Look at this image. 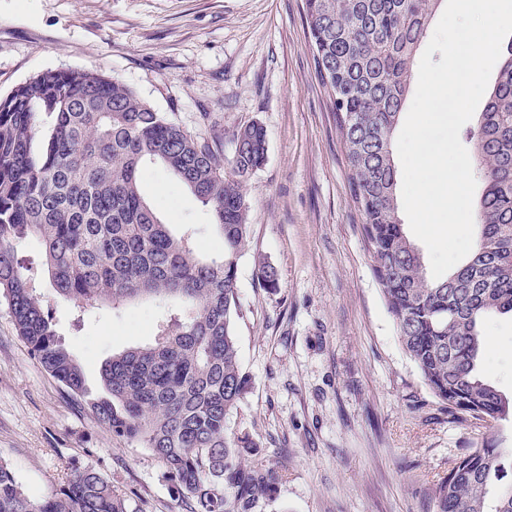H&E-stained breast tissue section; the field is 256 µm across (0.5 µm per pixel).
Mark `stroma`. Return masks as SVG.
I'll list each match as a JSON object with an SVG mask.
<instances>
[{
	"instance_id": "obj_1",
	"label": "stroma",
	"mask_w": 512,
	"mask_h": 512,
	"mask_svg": "<svg viewBox=\"0 0 512 512\" xmlns=\"http://www.w3.org/2000/svg\"><path fill=\"white\" fill-rule=\"evenodd\" d=\"M47 69L118 80L195 137L218 144L260 123L265 164L246 181L249 234L237 261L245 391L228 427L278 474L265 512H435L462 450L512 449V420L452 417L403 349L376 280L303 0H0V95ZM142 190L197 250L223 249L199 200L160 166ZM92 392L112 354L149 342L152 303L120 311L59 297L39 242L16 245ZM276 287H263L260 264ZM484 377L512 397V316L483 326ZM0 463L30 496L92 469L128 512H185L159 460L116 437L46 372L0 295Z\"/></svg>"
}]
</instances>
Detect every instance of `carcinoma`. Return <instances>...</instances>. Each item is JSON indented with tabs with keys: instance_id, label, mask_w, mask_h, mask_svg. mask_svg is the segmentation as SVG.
<instances>
[{
	"instance_id": "carcinoma-1",
	"label": "carcinoma",
	"mask_w": 512,
	"mask_h": 512,
	"mask_svg": "<svg viewBox=\"0 0 512 512\" xmlns=\"http://www.w3.org/2000/svg\"><path fill=\"white\" fill-rule=\"evenodd\" d=\"M440 0H304L320 78L343 138L354 203L400 342L431 393L453 412L498 422L512 400L484 378V322L512 313V44L472 134L483 184L471 258L426 278L399 216L391 149L411 90L414 59ZM52 118L44 128V117ZM231 169L215 141L188 134L128 86L84 70H45L0 95V292L41 367L117 436L163 464L186 512H262L276 494L254 443L227 431L243 392L235 324L236 259L249 231L243 180L262 167L267 133L256 123ZM161 165L211 216L223 242L199 257L144 198L140 173ZM37 239L55 292L81 307L140 299L165 316L153 340L105 362L103 393L58 337L14 242ZM512 476V454L493 445L457 455L435 490L436 512H512V481L487 507L493 482ZM0 512H127L96 471L78 470L29 497L0 464Z\"/></svg>"
}]
</instances>
